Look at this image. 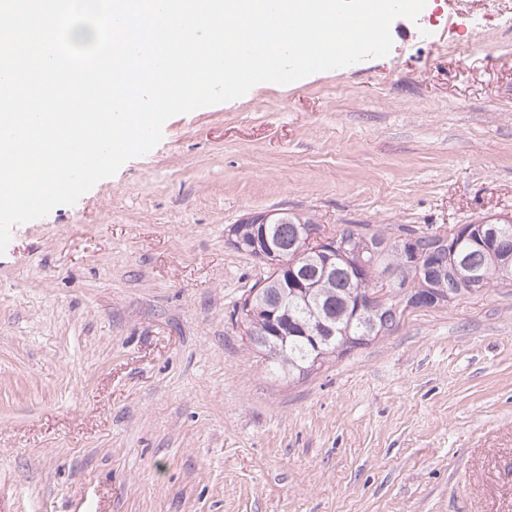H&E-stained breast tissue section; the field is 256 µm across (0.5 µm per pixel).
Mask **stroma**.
Returning <instances> with one entry per match:
<instances>
[{
    "instance_id": "35a3bbf8",
    "label": "stroma",
    "mask_w": 512,
    "mask_h": 512,
    "mask_svg": "<svg viewBox=\"0 0 512 512\" xmlns=\"http://www.w3.org/2000/svg\"><path fill=\"white\" fill-rule=\"evenodd\" d=\"M382 58L170 118L0 255V512H512V285L284 379L228 227L512 217V0H427Z\"/></svg>"
}]
</instances>
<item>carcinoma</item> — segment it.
I'll return each instance as SVG.
<instances>
[{
  "instance_id": "obj_1",
  "label": "carcinoma",
  "mask_w": 512,
  "mask_h": 512,
  "mask_svg": "<svg viewBox=\"0 0 512 512\" xmlns=\"http://www.w3.org/2000/svg\"><path fill=\"white\" fill-rule=\"evenodd\" d=\"M275 227L272 247L282 254L288 268L270 269L274 279L263 287L266 301L243 321L249 341L258 348L277 373L285 378H303L327 361L347 351L370 344L391 332L408 308H417L418 298L431 299V306L451 303L493 284L512 281V254L482 242L489 225L499 237L512 241V219H490L468 225V235L459 239L455 229L446 235L428 234L419 228L401 227L414 236L415 264L402 271L409 291L391 288L371 312L355 315L370 282L408 261L405 247L393 233L370 224H344V250L330 262L302 251L298 237L319 229L306 216L288 213ZM255 224H233L229 238L243 240L249 248ZM274 313V317L267 313Z\"/></svg>"
}]
</instances>
